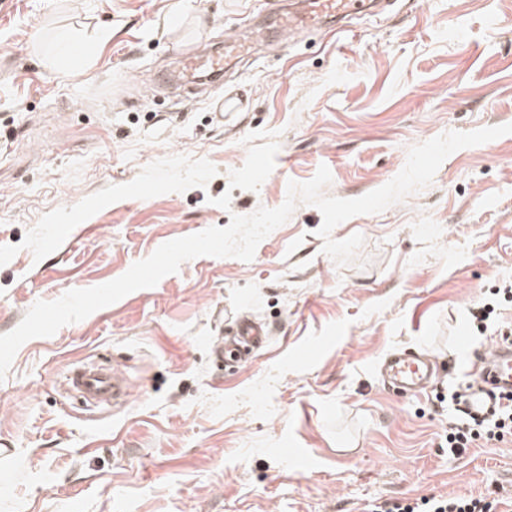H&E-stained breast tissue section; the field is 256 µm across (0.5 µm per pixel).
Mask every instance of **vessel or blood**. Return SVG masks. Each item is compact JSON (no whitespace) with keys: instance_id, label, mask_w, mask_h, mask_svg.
Here are the masks:
<instances>
[{"instance_id":"b4317fda","label":"vessel or blood","mask_w":512,"mask_h":512,"mask_svg":"<svg viewBox=\"0 0 512 512\" xmlns=\"http://www.w3.org/2000/svg\"><path fill=\"white\" fill-rule=\"evenodd\" d=\"M384 0H277L275 22L280 31H319L337 29L359 13L377 14ZM266 36L263 27H254L251 34L236 33L226 36L224 50L205 55L199 45H191L178 52V67L168 80L184 89L197 86L200 78H208L212 92L208 102L216 121L224 122L241 113L245 104L236 93L223 90L224 71L230 63H238L255 56ZM262 325L245 317L236 318L231 331L218 337L210 346L215 362L227 359L242 360L247 351L266 338ZM486 369H473L475 379L469 404L472 414L482 417L495 407L496 397L512 392V336L500 338L482 356ZM382 379L407 395L425 391L435 379L438 369L431 359L411 350H396L380 362ZM65 381L70 391L95 401L125 399L128 379L117 368L80 367L67 373Z\"/></svg>"}]
</instances>
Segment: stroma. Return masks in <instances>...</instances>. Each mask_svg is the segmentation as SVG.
Masks as SVG:
<instances>
[{
	"instance_id": "35a3bbf8",
	"label": "stroma",
	"mask_w": 512,
	"mask_h": 512,
	"mask_svg": "<svg viewBox=\"0 0 512 512\" xmlns=\"http://www.w3.org/2000/svg\"><path fill=\"white\" fill-rule=\"evenodd\" d=\"M271 0H0V334L37 300L109 282L161 244L280 206L327 166L323 193L361 197L408 149L512 123V0H393L351 30L283 35L236 75L238 128L207 101L138 86L191 40L212 48ZM78 42L68 67L54 35ZM96 39L93 56L82 44ZM297 204L252 261L202 256L17 351L0 382V512H366L512 490V441L450 458L438 401L489 340L468 309L512 280V134L448 156L432 183L331 237ZM265 325L235 372L211 342L227 315ZM412 348L446 364L406 397L377 364ZM104 359L117 414L61 388Z\"/></svg>"
}]
</instances>
